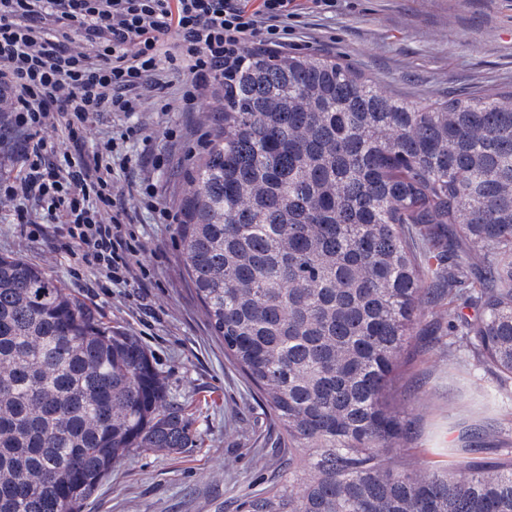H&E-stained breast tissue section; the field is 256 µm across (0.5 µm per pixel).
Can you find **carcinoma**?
I'll list each match as a JSON object with an SVG mask.
<instances>
[{
	"instance_id": "cac0c4a2",
	"label": "carcinoma",
	"mask_w": 512,
	"mask_h": 512,
	"mask_svg": "<svg viewBox=\"0 0 512 512\" xmlns=\"http://www.w3.org/2000/svg\"><path fill=\"white\" fill-rule=\"evenodd\" d=\"M179 240L285 468L237 512H512V448L390 456L422 305L512 386V92L408 103L320 55H252L189 177ZM151 355L0 256V512H76L131 451L193 443Z\"/></svg>"
}]
</instances>
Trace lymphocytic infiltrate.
I'll return each mask as SVG.
<instances>
[{
  "label": "lymphocytic infiltrate",
  "instance_id": "f902f5d3",
  "mask_svg": "<svg viewBox=\"0 0 512 512\" xmlns=\"http://www.w3.org/2000/svg\"><path fill=\"white\" fill-rule=\"evenodd\" d=\"M295 0H0V110L24 137L16 175H0L21 236L65 251L94 287L141 288L144 244L130 229L112 169L137 165L136 127L84 141L102 113L140 111L144 91L176 83L165 110L193 112L231 85L252 51L288 47ZM135 182L139 206L175 223L153 171Z\"/></svg>",
  "mask_w": 512,
  "mask_h": 512
}]
</instances>
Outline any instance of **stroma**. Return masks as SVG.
Here are the masks:
<instances>
[{"label":"stroma","mask_w":512,"mask_h":512,"mask_svg":"<svg viewBox=\"0 0 512 512\" xmlns=\"http://www.w3.org/2000/svg\"><path fill=\"white\" fill-rule=\"evenodd\" d=\"M289 52L322 54L351 66L394 98L417 102L482 96L512 90V0H335L306 4L293 20ZM170 87L153 89L134 121L147 139L134 155L169 151L158 175L163 196L182 214L192 167L203 140L218 130L212 112L161 115ZM186 127L164 140V127ZM133 228L146 247L148 287H90L74 276L63 251L32 244L0 210V255L42 266L104 323L136 337L153 357L169 395L182 403L195 439L176 453L136 451L112 468L79 512H236L240 496L266 487L278 471L271 451L279 436L268 410L224 354L188 278L178 227L132 210ZM411 360L399 369L396 405L415 431L419 462L446 460L461 426L491 423L486 456L512 448V392L498 394L494 376L464 363L448 339L413 337Z\"/></svg>","instance_id":"1"}]
</instances>
